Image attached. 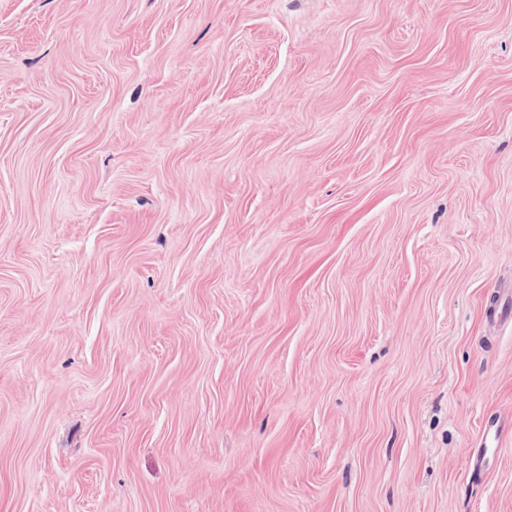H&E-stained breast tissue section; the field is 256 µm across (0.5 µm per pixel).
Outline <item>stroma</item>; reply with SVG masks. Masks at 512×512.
<instances>
[{"instance_id":"1","label":"stroma","mask_w":512,"mask_h":512,"mask_svg":"<svg viewBox=\"0 0 512 512\" xmlns=\"http://www.w3.org/2000/svg\"><path fill=\"white\" fill-rule=\"evenodd\" d=\"M0 512H512V0H0Z\"/></svg>"}]
</instances>
